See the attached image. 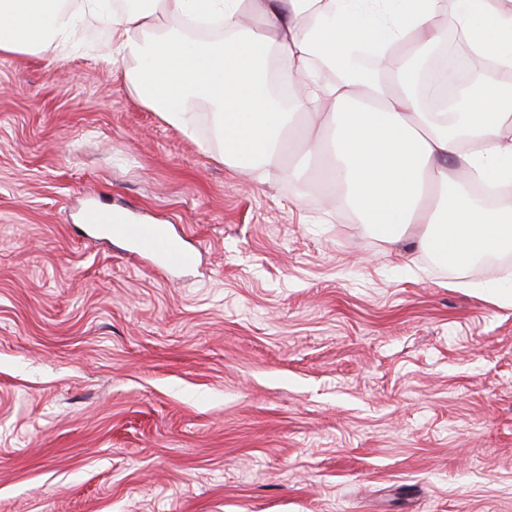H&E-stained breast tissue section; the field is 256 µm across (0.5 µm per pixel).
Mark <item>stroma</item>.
I'll return each mask as SVG.
<instances>
[{
    "label": "stroma",
    "instance_id": "obj_1",
    "mask_svg": "<svg viewBox=\"0 0 512 512\" xmlns=\"http://www.w3.org/2000/svg\"><path fill=\"white\" fill-rule=\"evenodd\" d=\"M0 55V512H512L505 272L243 173L90 50ZM315 183L295 204L299 181ZM172 225L171 274L85 227Z\"/></svg>",
    "mask_w": 512,
    "mask_h": 512
}]
</instances>
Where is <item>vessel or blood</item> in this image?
<instances>
[{
    "label": "vessel or blood",
    "instance_id": "vessel-or-blood-1",
    "mask_svg": "<svg viewBox=\"0 0 512 512\" xmlns=\"http://www.w3.org/2000/svg\"><path fill=\"white\" fill-rule=\"evenodd\" d=\"M86 221L130 243L138 253L155 258L166 269L187 270L196 264L195 254L184 248L171 225L132 222L100 207L89 210Z\"/></svg>",
    "mask_w": 512,
    "mask_h": 512
}]
</instances>
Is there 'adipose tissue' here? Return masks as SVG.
Wrapping results in <instances>:
<instances>
[{
    "mask_svg": "<svg viewBox=\"0 0 512 512\" xmlns=\"http://www.w3.org/2000/svg\"><path fill=\"white\" fill-rule=\"evenodd\" d=\"M261 16L265 36L245 29ZM216 16L224 40L204 44L152 35L158 15ZM107 17L98 50L126 62L139 101L191 138L201 123L231 167L280 164L295 119L325 129L327 177L336 207L396 240L421 225L420 246L463 268L512 245V85L486 81L467 92L462 112L421 105L418 65H429L448 33L480 60L512 69V0H137L117 11L106 0H0V54L75 44L80 28ZM286 61L296 87L289 111L265 83ZM331 80H324V73ZM206 103L208 113L197 110ZM478 177L497 210L483 208L460 181Z\"/></svg>",
    "mask_w": 512,
    "mask_h": 512,
    "instance_id": "1",
    "label": "adipose tissue"
}]
</instances>
